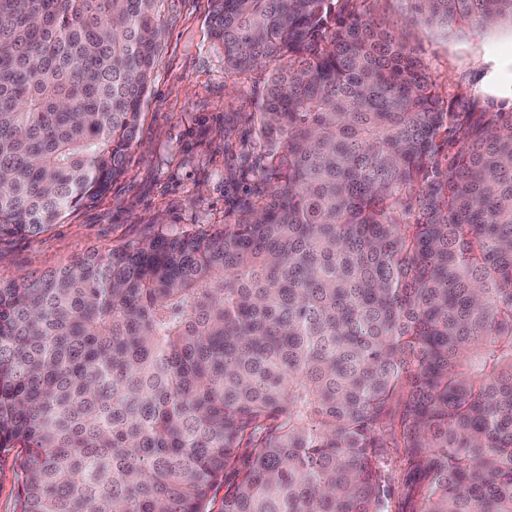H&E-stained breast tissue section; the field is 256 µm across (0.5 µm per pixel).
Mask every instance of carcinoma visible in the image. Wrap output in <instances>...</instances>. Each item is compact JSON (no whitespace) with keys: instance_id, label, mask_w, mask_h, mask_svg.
<instances>
[{"instance_id":"cac0c4a2","label":"carcinoma","mask_w":512,"mask_h":512,"mask_svg":"<svg viewBox=\"0 0 512 512\" xmlns=\"http://www.w3.org/2000/svg\"><path fill=\"white\" fill-rule=\"evenodd\" d=\"M230 71L274 65L267 195L0 276V451L16 512H512V124L461 133L412 52L336 0H211ZM443 27L512 0H408ZM163 0H0V237L125 171ZM419 192L421 219L403 200ZM222 498H217L219 489ZM20 448L0 453V512H14L19 492L16 457ZM383 470L387 486L391 491L389 510L401 512L403 504L400 499V489L405 474L403 448H387L383 456Z\"/></svg>"}]
</instances>
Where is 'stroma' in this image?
<instances>
[{
  "mask_svg": "<svg viewBox=\"0 0 512 512\" xmlns=\"http://www.w3.org/2000/svg\"><path fill=\"white\" fill-rule=\"evenodd\" d=\"M211 9V0H164L161 48L124 174L95 204L68 212L44 233L0 237L6 277L58 269L161 231H218L233 223L243 199L266 192L257 115L271 68L225 69L210 37ZM351 9L413 52L449 113L437 139L439 171L448 169L460 127L512 114V104L482 87L492 58L512 57L511 24L444 29L406 21L407 0H338L337 16Z\"/></svg>",
  "mask_w": 512,
  "mask_h": 512,
  "instance_id": "obj_1",
  "label": "stroma"
}]
</instances>
